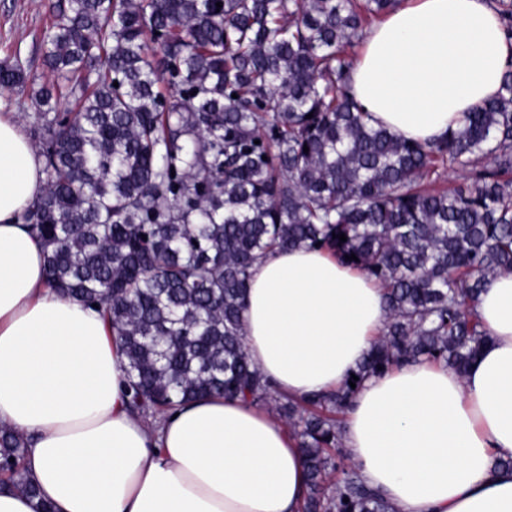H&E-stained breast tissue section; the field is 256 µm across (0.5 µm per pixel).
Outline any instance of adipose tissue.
<instances>
[{
    "label": "adipose tissue",
    "instance_id": "adipose-tissue-1",
    "mask_svg": "<svg viewBox=\"0 0 512 512\" xmlns=\"http://www.w3.org/2000/svg\"><path fill=\"white\" fill-rule=\"evenodd\" d=\"M512 62L490 0H399L369 30L351 92L396 134L429 143L493 99ZM46 185L21 124L0 113V427L25 439L21 468L53 512H301L292 431L240 399L212 396L157 418L127 405L125 358L97 309L49 288L25 221ZM493 338L465 373L410 362L366 380L343 442L394 512H512V274L482 292ZM385 323L383 291L313 249L255 265L244 345L292 399L333 393Z\"/></svg>",
    "mask_w": 512,
    "mask_h": 512
}]
</instances>
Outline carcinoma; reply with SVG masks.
Listing matches in <instances>:
<instances>
[{
    "instance_id": "carcinoma-1",
    "label": "carcinoma",
    "mask_w": 512,
    "mask_h": 512,
    "mask_svg": "<svg viewBox=\"0 0 512 512\" xmlns=\"http://www.w3.org/2000/svg\"><path fill=\"white\" fill-rule=\"evenodd\" d=\"M496 2L512 40V0ZM396 3L62 0L41 47L67 92L32 90L47 188L25 219L48 285L102 308L133 412L211 394L272 406L302 448L303 512L392 507L335 463L352 377L295 401L249 361L240 312L255 263L317 247L382 285L387 320L358 387L418 360L466 372L491 342L479 296L512 273V64L446 135L398 136L349 87V49ZM26 80L0 64L1 88ZM447 168L463 182L437 185ZM26 451L0 429V486L35 497Z\"/></svg>"
}]
</instances>
